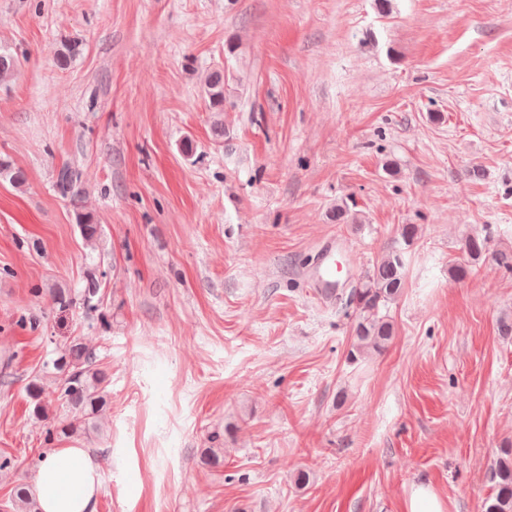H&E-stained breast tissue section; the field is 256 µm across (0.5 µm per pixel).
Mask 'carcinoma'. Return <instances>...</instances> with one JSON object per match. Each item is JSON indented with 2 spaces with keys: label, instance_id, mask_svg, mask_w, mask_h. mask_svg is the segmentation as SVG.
Masks as SVG:
<instances>
[{
  "label": "carcinoma",
  "instance_id": "cac0c4a2",
  "mask_svg": "<svg viewBox=\"0 0 512 512\" xmlns=\"http://www.w3.org/2000/svg\"><path fill=\"white\" fill-rule=\"evenodd\" d=\"M19 66L18 54L0 47V81L13 76ZM228 84V74L218 68L209 72L203 82V90L208 99L209 108L218 115L213 121L212 134L216 142L230 139L229 130L219 119L224 112L226 96L224 88ZM0 178L14 185H22L24 172L7 159L0 157ZM79 171L71 166H63L57 176L58 192L74 202L79 196ZM330 220L336 224H359L360 214L355 213L342 203L332 211ZM79 227L84 241L92 245L100 234V225L86 214L79 216ZM464 255L463 262L451 269L452 276L463 281L471 276L474 268L486 257L506 271H512L511 252H490L487 239L479 236L466 237L460 247ZM406 282L405 252L401 249L386 253L350 288L345 304L354 309L353 336L347 360L355 363L371 354L381 353L393 336V325L380 313V309L395 301L402 293ZM53 382L48 388L33 381L29 392L35 402L34 411L45 414L50 397L57 396L74 414L60 428H49L46 441L54 440L55 435H75L90 432L92 419L106 407L107 400L101 388V380L95 354L78 340L70 342L52 361ZM496 491L492 501L485 506V512H512V449H504L494 472Z\"/></svg>",
  "mask_w": 512,
  "mask_h": 512
}]
</instances>
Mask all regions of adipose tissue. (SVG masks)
I'll return each instance as SVG.
<instances>
[{
    "label": "adipose tissue",
    "instance_id": "1",
    "mask_svg": "<svg viewBox=\"0 0 512 512\" xmlns=\"http://www.w3.org/2000/svg\"><path fill=\"white\" fill-rule=\"evenodd\" d=\"M99 463L84 448H57L46 454L35 476L39 512H97Z\"/></svg>",
    "mask_w": 512,
    "mask_h": 512
}]
</instances>
